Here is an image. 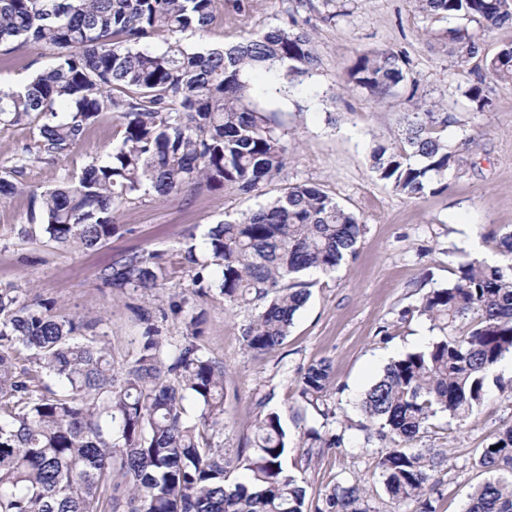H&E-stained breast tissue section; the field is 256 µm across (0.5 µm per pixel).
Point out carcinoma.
<instances>
[{
    "instance_id": "carcinoma-1",
    "label": "carcinoma",
    "mask_w": 512,
    "mask_h": 512,
    "mask_svg": "<svg viewBox=\"0 0 512 512\" xmlns=\"http://www.w3.org/2000/svg\"><path fill=\"white\" fill-rule=\"evenodd\" d=\"M218 0H0V66L28 45L53 62L26 82L0 85V126L29 125L33 145L0 177V200L27 190L10 180L36 163L80 146L105 114L118 121L112 151L80 174H63L41 192V229L67 248L91 249L121 233L118 210L154 192L201 190L262 195L288 164L272 120L253 103L247 75L274 72L279 90L318 69L312 30L294 23L235 45L188 44L216 18ZM422 15L468 20L482 30L512 26V0H415ZM166 36V47L141 45ZM449 56L479 58L499 82L512 84V46L490 56L481 34L452 28ZM406 60L388 50L364 52L347 67L343 89L381 101L406 80ZM461 95L481 112L482 84ZM455 122L447 105L417 100L403 117L402 137L370 151L375 177L408 198L448 188L459 163L442 132ZM366 225L321 187L287 183L253 211L225 219L182 254L196 296L215 293L227 308L259 311L244 325L247 351L275 350L309 291L308 271L329 274L356 254ZM505 265L468 261L455 279L431 288L417 311L447 336L392 360L367 388L361 410L390 441L378 482L395 503L435 512L431 472L441 461L400 447L446 414L469 420L490 386L512 393L496 369L512 357V233L499 241ZM206 260H200L199 254ZM100 286L152 296L164 285L158 253L127 250L99 269ZM185 292L168 307L135 311L143 326L133 358L115 368L111 343L96 321L62 315L52 304L29 305L0 288V512H373L357 482L337 483L314 507L284 467L286 432L278 412L258 401L253 438L238 453L247 480L227 477L224 365L201 343L203 320L184 318L186 341L172 345L157 319L184 312ZM333 382L331 365H309L299 379L303 401L319 415ZM199 407L195 423L186 404ZM319 448H339L341 434L306 433ZM490 477L465 512H512V426L481 451Z\"/></svg>"
}]
</instances>
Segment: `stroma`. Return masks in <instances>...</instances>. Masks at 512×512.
<instances>
[{
  "mask_svg": "<svg viewBox=\"0 0 512 512\" xmlns=\"http://www.w3.org/2000/svg\"><path fill=\"white\" fill-rule=\"evenodd\" d=\"M316 22L321 64L312 77L286 96L273 91L271 73L257 70L250 80L259 110L275 121L288 147L281 180L321 185L366 224L356 257L335 273L311 275V295L283 343L256 355L246 351L242 328L252 312L227 309L221 297L194 299L203 313L202 343L224 364L222 441L228 460L253 433L255 405L266 400L287 434L284 465L316 500L334 484L357 481L376 512H416V504L395 506L376 477L383 443L359 428L365 417L360 400L384 367L400 355L421 349L442 333L425 317L401 318L402 309L419 306L427 289L453 280L459 263L502 260L498 240L512 231V84L486 75L481 60L460 65L446 51L430 46L428 35L458 27V20H432L419 14L414 0H252L248 13L220 5L219 16L203 41L220 45L241 36L284 25L289 17ZM388 49L407 61V78L398 92L378 102L368 94L342 89L344 71L363 52ZM482 82L491 104L474 111L461 88ZM441 100L457 119L450 143L475 137L478 145L462 152L448 173L446 190L410 199L377 180L369 168L375 141H392L412 98ZM114 120L106 115L89 129L82 145L51 163L29 167L22 183L46 189L64 172H80L92 157L111 150ZM257 198L224 190L161 197L150 195L122 207V235L93 250L58 246L44 234L24 239L39 205L23 193L0 203V288H17L22 300H51L58 312L96 317L99 334L113 346L116 363L130 359L141 328L132 306L138 295L118 296L101 288L98 270L127 249L162 253L168 279L160 298L184 289L190 274L181 255L225 217L256 207ZM327 360L334 383L327 394L329 417L306 408L298 379L311 364ZM512 425V394L491 390L473 417L457 423L433 419L406 448L443 456L432 473L431 501L436 512H464L467 495L484 482L476 459L486 443ZM340 434L339 448H310L309 429Z\"/></svg>",
  "mask_w": 512,
  "mask_h": 512,
  "instance_id": "stroma-1",
  "label": "stroma"
}]
</instances>
